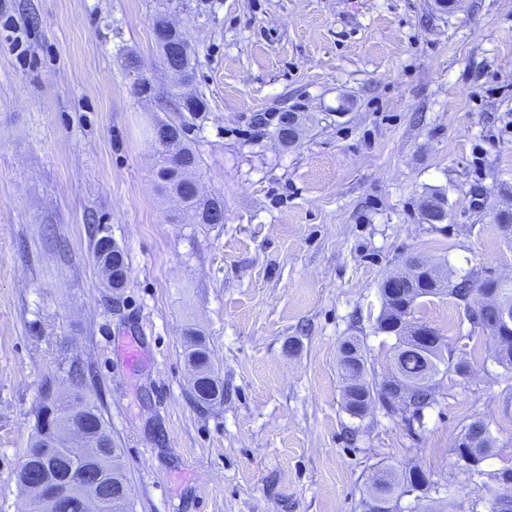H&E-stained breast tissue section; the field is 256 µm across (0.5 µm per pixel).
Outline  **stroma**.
<instances>
[{
    "label": "stroma",
    "mask_w": 512,
    "mask_h": 512,
    "mask_svg": "<svg viewBox=\"0 0 512 512\" xmlns=\"http://www.w3.org/2000/svg\"><path fill=\"white\" fill-rule=\"evenodd\" d=\"M166 11L207 102L185 142L220 224L195 223L154 174L150 126L174 118L151 22ZM153 83L137 94L125 60ZM302 113L297 143L280 113ZM442 192L448 218L425 223ZM512 0H0V512L49 384L90 375L133 512H362L374 470L416 467L440 512H489L512 467V371L462 302L420 299L467 375H439L420 418L344 406L338 347L391 370L380 284L418 255L512 276ZM127 257L102 284L96 236ZM200 330L224 396L197 403L182 332ZM143 352L127 364L123 350ZM483 420L484 476L453 453ZM422 220L428 224H441L448 218L443 200L434 194L425 196L420 205Z\"/></svg>",
    "instance_id": "1"
}]
</instances>
